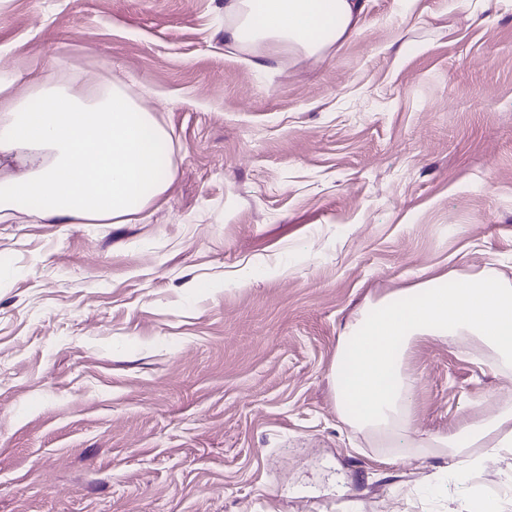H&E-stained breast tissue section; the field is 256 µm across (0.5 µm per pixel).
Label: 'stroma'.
<instances>
[{"label":"stroma","mask_w":512,"mask_h":512,"mask_svg":"<svg viewBox=\"0 0 512 512\" xmlns=\"http://www.w3.org/2000/svg\"><path fill=\"white\" fill-rule=\"evenodd\" d=\"M226 3L0 0V78L44 58L144 91L174 164L127 224L0 222V512H512V447L413 445L492 416L512 368L415 343L386 439L329 378L368 304L512 280V0H367L267 70Z\"/></svg>","instance_id":"35a3bbf8"}]
</instances>
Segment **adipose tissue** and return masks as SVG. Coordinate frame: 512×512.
Instances as JSON below:
<instances>
[{
  "mask_svg": "<svg viewBox=\"0 0 512 512\" xmlns=\"http://www.w3.org/2000/svg\"><path fill=\"white\" fill-rule=\"evenodd\" d=\"M364 5L228 0L224 42L316 57L359 30ZM172 176L171 135L126 84L67 80L40 61L0 79V221L30 211L58 224H124L161 199ZM464 334L512 363V281L494 269L458 276L449 288L428 279L370 304L346 325L332 366L339 416L376 435L404 430L415 385L405 367L411 346ZM418 445L511 447L512 400Z\"/></svg>",
  "mask_w": 512,
  "mask_h": 512,
  "instance_id": "ef3b65f1",
  "label": "adipose tissue"
}]
</instances>
